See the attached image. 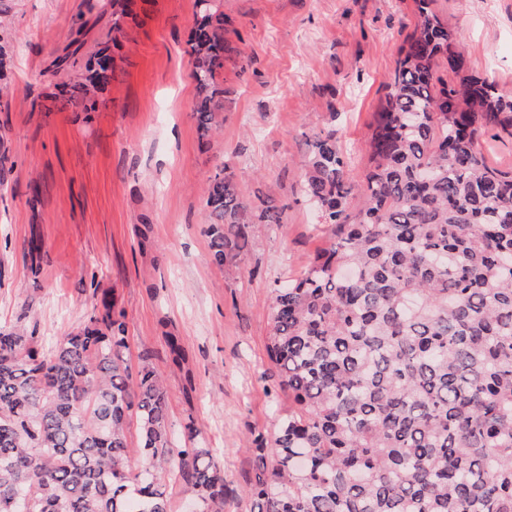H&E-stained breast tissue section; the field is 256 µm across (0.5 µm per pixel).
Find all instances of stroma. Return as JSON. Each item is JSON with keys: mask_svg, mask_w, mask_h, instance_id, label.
Instances as JSON below:
<instances>
[{"mask_svg": "<svg viewBox=\"0 0 512 512\" xmlns=\"http://www.w3.org/2000/svg\"><path fill=\"white\" fill-rule=\"evenodd\" d=\"M0 44L11 55L0 149V327L45 343L76 331L102 297L124 313L131 371L150 362L169 389V425H195L231 495L259 473L249 435L271 436L289 403L272 384L266 345L272 290L324 244L299 193L298 160L336 129L355 174L369 167L373 115L388 93L415 0H217L224 14V132L202 145L193 108L195 0H136L113 32L78 26L86 0H6ZM467 69L512 95V0H434ZM82 36L83 56L114 43L109 85L86 105L57 94L54 59ZM227 169L249 201L283 205L254 225L233 263L208 261L202 188ZM41 245L32 274L30 239Z\"/></svg>", "mask_w": 512, "mask_h": 512, "instance_id": "1", "label": "stroma"}]
</instances>
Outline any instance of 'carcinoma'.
<instances>
[{"label":"carcinoma","mask_w":512,"mask_h":512,"mask_svg":"<svg viewBox=\"0 0 512 512\" xmlns=\"http://www.w3.org/2000/svg\"><path fill=\"white\" fill-rule=\"evenodd\" d=\"M429 4L418 0L375 113L370 169L352 173L334 130L301 161L300 194L326 242L274 289L266 350L295 409L273 439L251 441L261 472L243 490L250 512H512V171L481 145L490 131L512 137V95L465 74ZM196 7L193 115L207 144L223 125L224 14ZM81 49L52 69L75 105L113 73L100 49L72 79ZM441 53L446 82L434 79ZM203 193L219 269L254 225L283 223L223 168ZM102 307L47 350L25 325L0 328V512H169L129 466L133 415L140 455L177 465L199 512H224L212 450L191 425L173 442L162 376L149 364L129 373L123 315Z\"/></svg>","instance_id":"obj_1"}]
</instances>
